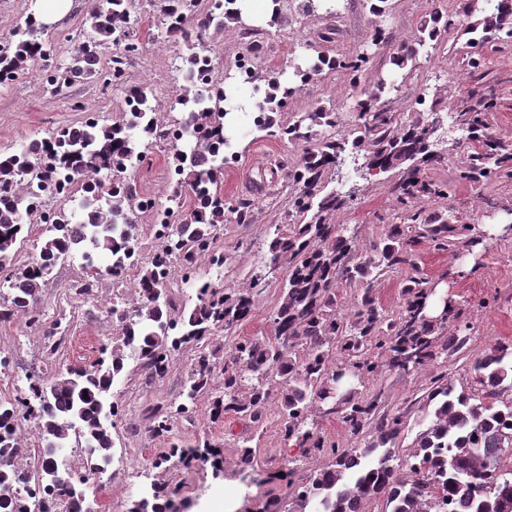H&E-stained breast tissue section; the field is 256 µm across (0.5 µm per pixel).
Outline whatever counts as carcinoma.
<instances>
[{
  "label": "carcinoma",
  "instance_id": "1",
  "mask_svg": "<svg viewBox=\"0 0 512 512\" xmlns=\"http://www.w3.org/2000/svg\"><path fill=\"white\" fill-rule=\"evenodd\" d=\"M235 2L208 0L206 12L198 14L195 0H156L168 34L184 43L185 69L196 71L200 80L214 76L216 64L191 41L190 30L223 29L224 21L238 19ZM272 2V23L282 27L293 17L292 0ZM128 5L130 0H99L91 15L93 34L79 45L71 64L42 70V80L61 91L79 79L102 77L107 84L120 79L128 53L136 50L129 42ZM474 15L477 19L463 29V63L474 73L483 70V49L512 40V0H467L462 11L434 9L431 22L436 27H423L418 46L393 50L392 72L409 78L418 68L419 48L444 34L453 37L458 30L453 17ZM43 32L31 16L16 26L12 39L0 47V83L28 74L46 60L39 38ZM108 42L125 43V53L112 57L105 72L99 67L100 48ZM305 47L310 52L304 65H295L286 83L254 65L238 66L244 82L252 84L257 125L309 147L287 172L297 189L292 207L299 220L286 233L276 234L261 257L262 264L274 261L287 273L273 313L274 336L234 340L224 350L220 367L217 351L210 349L211 335L219 328L228 332L248 317L263 277L257 273L246 287L230 292L205 282L197 288L194 307L186 311L169 296L167 272L178 268L187 279L202 261L224 266L219 225L255 221L250 203H226L213 190L224 164L236 158L224 139V97L204 96L193 84L179 95L181 116L167 125L173 127L175 140H187L191 147L173 155L165 204L141 196L133 183L118 178L124 173L122 161L146 158L161 125L142 87L128 90L125 109L111 124L91 120L61 127L35 150L0 155V270L18 251L28 225L39 220L49 231L35 261L4 279L8 311L24 315L30 325L39 322L37 299L59 261L78 254L95 267V280L115 277L123 269L119 250L130 253L139 247L137 214H159L151 225L157 250L139 265L137 302L122 312L111 308L118 314L120 332L112 338L110 357L88 367H69L47 382L31 379L22 396L0 398V512H58L62 505L65 512H74L75 506L85 512L89 490L112 462V388L125 371L126 350L137 347L139 369L151 381L166 375L178 345L187 343L197 346L198 355L185 379L182 403L156 406L148 416V432L164 438L170 448L153 467L172 456L188 466L216 455L209 439L187 446L178 430L188 406L207 395L217 418L232 414L258 427L276 411L287 439L328 456L326 466L300 476L296 460L284 461L282 470L292 488L289 512H366L364 505L372 500L382 503V512H445L450 505L454 512H512V341L497 343L474 362L471 383L458 386L451 375L440 372L422 396L395 410L382 408V391L366 390V382L384 369L418 373L437 358L460 354L469 342L465 334H445L448 320L459 318L465 305L448 299L440 314L427 316L432 289L421 277L409 279L406 301L395 315H387L373 297L377 277L415 267L413 247L419 239L427 238L438 248L463 249L473 243V228L460 223L453 210L446 216L410 210L418 198L444 194L421 172L425 164L441 163L442 154L423 153L414 166L407 160L423 146L431 121L438 118V102L428 109L430 119L404 125L382 102L399 85L379 79L360 86L370 64L367 52L334 56L312 42ZM331 71L351 76L355 122L348 132L336 133V107L331 104L286 123L277 119L302 86ZM477 95L478 105L455 112L452 122L464 132L468 148L459 179L480 187L494 174L512 179V141L490 131L487 113L498 106L493 90ZM350 146L363 150L366 164L380 173L398 172L393 191L408 220L387 225L364 251L356 248L348 225L333 222L345 202L327 189L328 173ZM66 187L81 191L76 222L65 208L49 216L45 204H30L33 196L57 195ZM187 193L194 204L183 210ZM100 253L110 255L112 264L94 265ZM340 280L361 292L349 320L337 312ZM338 356L342 366L335 367ZM217 369L224 375L220 390L211 386ZM314 407L348 427L358 437L355 446L325 445L308 426ZM30 413L38 417L36 432L46 458L35 481L17 447L16 427ZM412 430L415 435L402 454L400 441ZM74 438L88 449L90 467H76L60 456V449ZM251 442L250 436L241 440L242 479L255 472ZM128 512L176 510L166 484L156 483L146 504L134 501Z\"/></svg>",
  "mask_w": 512,
  "mask_h": 512
}]
</instances>
